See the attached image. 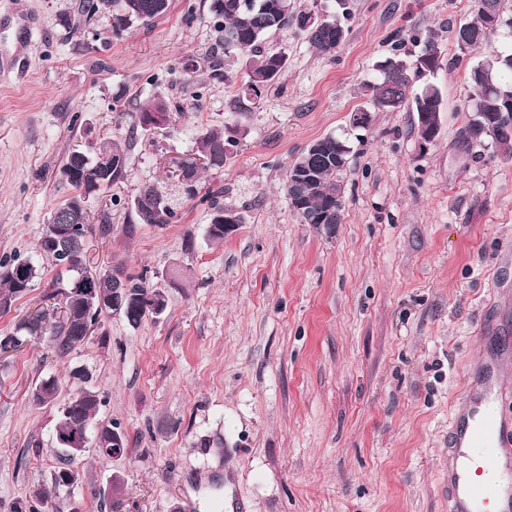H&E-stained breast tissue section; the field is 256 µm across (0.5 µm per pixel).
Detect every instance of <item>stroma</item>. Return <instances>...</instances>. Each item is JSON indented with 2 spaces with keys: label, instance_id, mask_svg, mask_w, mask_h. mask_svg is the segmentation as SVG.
I'll return each instance as SVG.
<instances>
[{
  "label": "stroma",
  "instance_id": "1",
  "mask_svg": "<svg viewBox=\"0 0 512 512\" xmlns=\"http://www.w3.org/2000/svg\"><path fill=\"white\" fill-rule=\"evenodd\" d=\"M78 3L0 0V260L43 268L0 314V339L45 306L57 276L36 249L72 194L55 169L106 137L128 144L127 176L87 202L86 263L146 278L167 309L137 326L112 314L103 338L65 357L46 339L0 353V512L50 487L64 462L57 410L30 393L53 376L68 398L75 368L90 372L97 418L130 452L78 457L81 482L56 512H211L224 496L234 512H448L463 374L482 356L481 332L512 345V156L461 138L470 71L512 48V31L463 51L454 33L475 0H348L333 53L292 27L267 39L287 68L242 117L229 107L235 87L208 65L220 42L206 0H174L146 27L103 15L64 28ZM430 42L439 66L419 82L442 105L423 151L416 113L374 111L361 84ZM153 95L183 100L187 115L130 136L124 108ZM361 109L373 114L365 129L351 124ZM213 126L234 141L224 167L179 198L173 223H133L130 200L147 184L175 191L165 160ZM328 135L350 147L332 238L302 223L283 189L295 157ZM218 188L241 224L214 242L207 197Z\"/></svg>",
  "mask_w": 512,
  "mask_h": 512
}]
</instances>
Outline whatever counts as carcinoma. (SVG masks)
<instances>
[{
	"instance_id": "obj_1",
	"label": "carcinoma",
	"mask_w": 512,
	"mask_h": 512,
	"mask_svg": "<svg viewBox=\"0 0 512 512\" xmlns=\"http://www.w3.org/2000/svg\"><path fill=\"white\" fill-rule=\"evenodd\" d=\"M170 6L171 0H81L78 13L88 23L102 13H113L126 25L137 23L148 26L164 17ZM210 11L217 19L216 32L219 41L224 43V54H234L245 65L239 92L230 101V109L240 116L246 114L247 104L261 98L265 89L286 70L287 59L283 54L264 51L263 43L269 36L294 26L323 54L334 52L345 38V30L335 18H327L308 28L302 27L298 24L300 12L293 0H211ZM492 12L500 14L503 26L512 29V0H476L475 17L460 25L455 32L461 48L470 51L488 42L493 34L487 29ZM419 74V70L409 69L406 61L396 54L381 62L379 75L363 84L364 92L370 95L373 105L381 112H396L405 107L417 113L440 112V100L437 93L431 92L430 85L416 86ZM470 82L472 118L469 125L476 126L485 122L486 116L501 112L507 104H512V50L490 55L478 62L470 72ZM184 112L182 101L155 96L127 111V116L130 129L136 131L147 129L140 121L142 114L157 115V125L161 127L171 122L174 115ZM485 140L508 152L512 151V133H499L493 129L478 138L480 143ZM228 144L222 129H208L198 135L196 153L204 157V162L193 169L194 181L200 180L204 170L224 167L230 155ZM338 150L350 153L346 142L328 136L318 140V148H306L297 158L315 173V181L301 188V193L307 197V208L294 209L304 224L316 223L312 215L327 207L330 208L327 223H341V176L344 168L336 167ZM127 162L126 150L112 140L95 143L88 153L74 151L67 155L62 168L77 170V177L67 182L75 190V195L52 212L38 242L40 254L53 260L59 267L58 277L52 282L55 291L49 293V297L62 296L64 314L57 320L46 311L38 310L20 320L15 325L13 336L4 343L0 342L1 351L7 344L17 348L28 341L46 337L58 356H67L85 342L87 329H97L101 326V318L112 315V290L117 284L132 289V301L128 307L120 310L129 324L137 326L152 314L151 305L158 291L146 279L101 274L87 268L84 262L88 232L85 195L92 193L94 184L83 179V172L105 170L107 184L102 190L106 191L125 179ZM223 193L224 190L220 189L209 198L212 213L208 237L217 242L224 240L225 208L220 203ZM130 210L139 224L163 225L175 218L167 196L155 185L141 188L131 200ZM40 278L42 267L30 258L0 263V312L10 311L13 303ZM78 280L92 290V301L86 303L84 308L73 296V288ZM58 397L59 387L54 379L39 382L32 392V401L38 406H54ZM100 404L98 391L91 387H83L70 394L59 406L57 437L65 438L73 432H84L93 440V447L99 449V453L112 455L110 431L99 435L95 428ZM79 480L78 470L62 466L54 474L52 489L44 492L37 504L19 500L14 505V512H43L57 489L68 488Z\"/></svg>"
}]
</instances>
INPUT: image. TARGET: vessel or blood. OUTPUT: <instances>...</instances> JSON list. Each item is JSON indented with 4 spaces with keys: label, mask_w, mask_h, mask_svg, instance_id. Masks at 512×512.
Returning <instances> with one entry per match:
<instances>
[{
    "label": "vessel or blood",
    "mask_w": 512,
    "mask_h": 512,
    "mask_svg": "<svg viewBox=\"0 0 512 512\" xmlns=\"http://www.w3.org/2000/svg\"><path fill=\"white\" fill-rule=\"evenodd\" d=\"M465 384L472 403L448 424V512H512V393L490 360Z\"/></svg>",
    "instance_id": "vessel-or-blood-1"
}]
</instances>
